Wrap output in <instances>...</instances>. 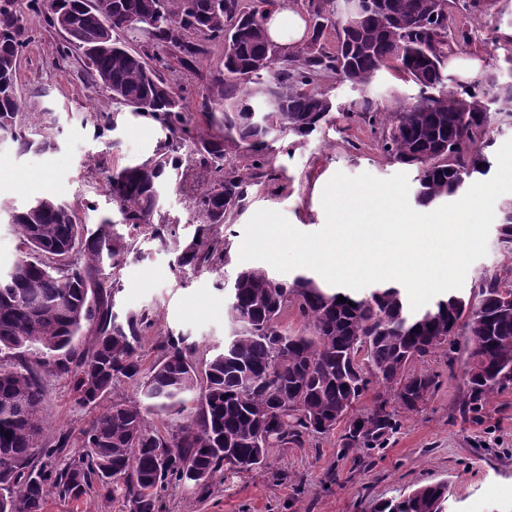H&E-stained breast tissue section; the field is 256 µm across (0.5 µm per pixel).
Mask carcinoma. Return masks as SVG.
<instances>
[{
    "label": "carcinoma",
    "mask_w": 512,
    "mask_h": 512,
    "mask_svg": "<svg viewBox=\"0 0 512 512\" xmlns=\"http://www.w3.org/2000/svg\"><path fill=\"white\" fill-rule=\"evenodd\" d=\"M336 2L308 0V45L278 58L261 9L278 8L279 0H252L244 8L239 0H0V137L20 154L50 146L43 132L18 122L19 67L31 42L22 22L30 16L64 33L59 55L80 52L112 104L156 116L168 131L152 158L107 176L112 204L133 232L160 235L161 191L184 164L188 143L200 145L202 158L197 181L183 188L202 223H226L245 198L247 180L224 173V143L239 142L261 158L271 140L319 131L337 109L313 87L327 73L361 92L383 71L414 85L415 95L382 107L363 95L343 115L367 124L391 163L415 170L417 206L446 203L467 179L487 175L492 124L512 122V75L487 68L462 77L448 62L471 43L469 31L453 33L456 14L476 26L500 0H382L351 25ZM147 18L156 23L154 40L174 48L186 69L205 43L232 41L224 69L213 74L218 97L203 95L198 103L224 135L198 138L183 98L150 64L155 56L120 41L128 24ZM328 26L336 33L332 52L321 44ZM228 77L256 88L219 112ZM499 210L504 262L478 277L472 300L449 294L414 311L395 284L356 297L309 273L283 279L247 268L227 289L234 330L224 348L199 361L196 343L170 336L150 366L140 356L148 315L120 320L109 304L107 268L117 267L133 243L109 223L89 230L51 195L12 213L26 255L0 276V355L14 359L0 363V512H42L50 490L78 497L95 481L121 490L130 512H158L170 486L203 495L214 473H249L265 465L270 449L300 447L343 421L342 448H372L396 429L395 406L416 412L438 386L436 376L413 365L437 352L456 353L458 336L467 337L461 412H480L512 385V200ZM226 250L220 238L196 237L178 261L212 265ZM290 308L302 322L298 332L281 323ZM86 327L96 332L90 352L81 350ZM44 372L69 378L82 406L98 405L123 378L138 384L143 402L114 401L97 414L82 430L78 463L31 468L33 456L49 458L68 443L65 435L51 447L41 441ZM370 390L363 413L370 426L358 430L354 406ZM174 414L182 423L167 433L149 420ZM447 500V485L438 482L383 501L375 512H445Z\"/></svg>",
    "instance_id": "obj_1"
}]
</instances>
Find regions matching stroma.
Returning <instances> with one entry per match:
<instances>
[{
  "instance_id": "obj_1",
  "label": "stroma",
  "mask_w": 512,
  "mask_h": 512,
  "mask_svg": "<svg viewBox=\"0 0 512 512\" xmlns=\"http://www.w3.org/2000/svg\"><path fill=\"white\" fill-rule=\"evenodd\" d=\"M498 17L487 14L485 29L472 33L467 50L452 65L466 72V63L506 67L512 44H487L486 29ZM32 41L21 59L19 94L24 124L49 127L53 145L45 151L17 155L11 142L0 143V272L20 256V236L10 222L12 210L34 196L55 195L74 209L80 223L96 228L120 215L106 189L113 169L152 157L166 131L151 117L113 106L106 89L91 80L84 59L61 58L60 32L44 24L29 25ZM136 49L153 48L169 67L165 76L185 104L195 109L201 95L211 93V79L220 68L223 46H206L192 69H184L170 47L131 36ZM104 111L111 131L97 136L89 116ZM263 168L253 166L245 149L229 143L224 169L247 173L250 183L242 208L230 222L201 224L182 181L193 179L196 166H182L164 187L161 211L167 223L160 236L134 233V249L112 271V299L117 313L145 312L151 319L141 344V357L152 364L168 336L183 335L200 349L222 347L233 329L224 300V284L243 267L239 250L244 228L261 209L282 213L298 230L314 232L325 223L322 191L336 172L368 173L386 179L399 165L380 152L368 125L359 119L337 118L335 125L307 140L274 143ZM216 234L226 239L225 261L204 267L178 266L176 257L193 237ZM465 352L454 360L435 354L418 361L416 371L436 375L439 386L419 412L398 410L397 430L377 448L342 451L343 427L305 441L302 446L272 449L267 463L237 476L216 475L205 495L171 487L162 498V512H371L383 500L436 481L448 484V512H512V387L493 395L477 415H465ZM44 439L67 435L69 443L53 458L57 468L75 462L81 432L97 408L76 403L69 379L43 376ZM44 512H129L111 490L94 484L80 497L50 493Z\"/></svg>"
}]
</instances>
